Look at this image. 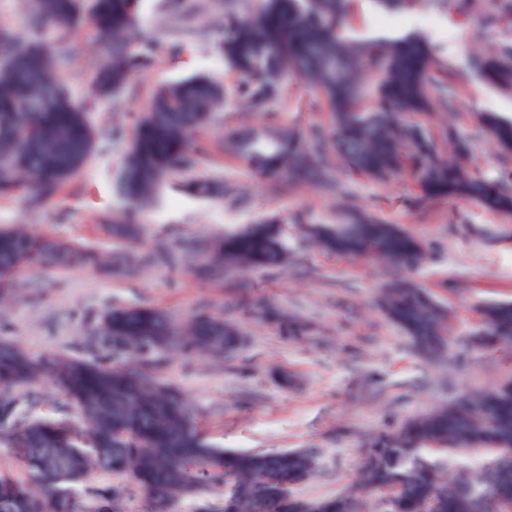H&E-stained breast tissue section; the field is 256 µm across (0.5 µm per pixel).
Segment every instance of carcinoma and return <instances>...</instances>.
<instances>
[{
  "label": "carcinoma",
  "mask_w": 512,
  "mask_h": 512,
  "mask_svg": "<svg viewBox=\"0 0 512 512\" xmlns=\"http://www.w3.org/2000/svg\"><path fill=\"white\" fill-rule=\"evenodd\" d=\"M351 0H224V37L218 48L236 83L207 76L161 84L147 112L134 124L116 180L122 201L110 234L130 235L161 186L192 164L220 160L200 150L197 134L227 103L269 117L222 141L257 175L278 183L328 191L342 189L338 175L353 172L388 183L412 176L419 199L470 201L512 220V172L490 179L473 171L472 142L486 136L512 157V119L478 115L476 130L453 111L455 94L444 82L448 63L417 33L359 38L348 29ZM388 11L409 13L424 0H377ZM448 14L474 19L486 45L469 67L485 82L512 94V0H430ZM139 0H23L28 23L0 24V197L25 194L37 207L57 195L86 165L102 137L92 113L63 79L70 64L63 43L89 24L107 45V60L94 77L97 93L113 99L156 41L138 22ZM286 78L307 81L323 100L328 123L304 133L272 119L269 105ZM440 112V137L420 120ZM310 234L322 250L343 257L371 254L382 263L417 269L423 246L398 225L352 205L336 224H316ZM104 256L79 245L33 233L25 225L0 227V301L27 267L93 266ZM177 263L159 246L138 258ZM290 262L288 221L270 216L229 230L211 249L207 275ZM379 305L426 361L450 352L453 311L410 280L383 289ZM112 360L64 354L31 357L0 339V444L18 471L0 469V512H124L129 487L140 490L146 512H163L207 486L227 485L222 506L207 512H370L368 499L389 502V512H512V381L475 391L413 416L395 431L373 435L361 449L355 490L323 500L301 497L296 487L321 471L315 448L231 450L216 445L195 422L182 390L163 381L147 356L183 359L210 354L222 344L235 355L239 327L200 312L185 320L161 308L114 306L98 324ZM291 338L311 333L300 317L282 318ZM512 346V300H490L477 328L461 343L470 351ZM48 377L81 420L21 418L18 392ZM477 443L488 457L473 473L472 493L454 488L448 461L456 449ZM105 470L126 483L98 489L85 504L81 486Z\"/></svg>",
  "instance_id": "1"
}]
</instances>
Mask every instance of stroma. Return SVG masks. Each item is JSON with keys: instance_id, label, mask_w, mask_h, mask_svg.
<instances>
[{"instance_id": "stroma-1", "label": "stroma", "mask_w": 512, "mask_h": 512, "mask_svg": "<svg viewBox=\"0 0 512 512\" xmlns=\"http://www.w3.org/2000/svg\"><path fill=\"white\" fill-rule=\"evenodd\" d=\"M139 19L159 36L181 24L197 29L198 35L174 52L160 45L153 60L110 102L95 97L91 87L103 61L100 45L88 30L70 38L73 62L66 80L73 96L87 105L100 126L122 128L124 136L104 137L83 171L40 208L28 207L21 196L0 198V226L24 224L116 253L150 249L162 241H210L279 215L292 221L291 262L276 272H231L219 282L199 279L187 262L129 276L80 267L29 272L18 299L0 307V338L35 358L63 353L91 359L101 352L94 328L114 305L158 306L182 317L205 310L234 318L244 343L232 360L168 358L158 374L189 396L200 426L223 448L318 449L321 473L298 488L308 497L333 496L352 486L367 434L395 429L453 393L485 390L512 378V352L506 351L475 354L444 368L425 364L410 350L404 332L376 307L391 277L380 262L336 257L303 244L304 225L335 222L347 197H354L370 213L429 246L432 257L413 278L453 308V338L468 337L478 325L483 302L512 299V223L476 204L448 198L415 205L410 180L381 184L344 174L340 181L346 193L341 196L271 184L225 156L217 169L225 192L202 197L186 191L189 177H206L215 170L199 166L162 187L156 202L141 214L138 241L111 238L102 222L120 206L115 181L127 136L156 83L196 75L227 85L236 81L216 47L224 30L220 0H196L195 12L183 19L171 13L167 0H141ZM352 26L364 37L384 30L424 34L449 64L447 83L457 94L464 126H474L477 114L485 112L512 117V96L466 66L476 43L463 18L431 4L388 16L377 0H354ZM275 108L285 122L303 129L325 117L322 102L300 80L285 85ZM260 301L303 316L314 325L315 335L301 341L284 336L273 320L254 315L252 308Z\"/></svg>"}]
</instances>
